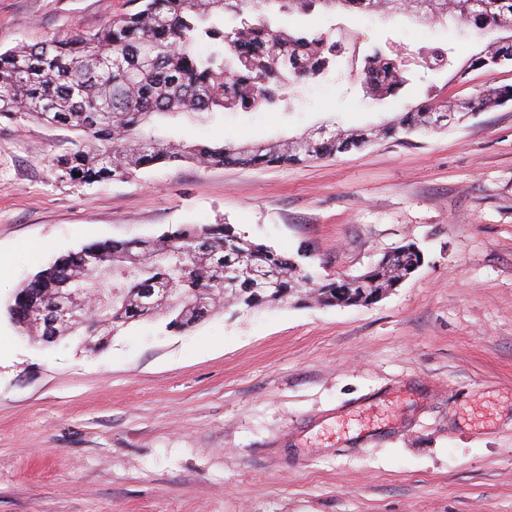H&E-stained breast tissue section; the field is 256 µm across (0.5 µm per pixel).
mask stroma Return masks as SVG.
Masks as SVG:
<instances>
[{
	"label": "stroma",
	"instance_id": "stroma-1",
	"mask_svg": "<svg viewBox=\"0 0 512 512\" xmlns=\"http://www.w3.org/2000/svg\"><path fill=\"white\" fill-rule=\"evenodd\" d=\"M134 0H0V53L93 34ZM416 56L485 41L466 25L317 11ZM377 102L305 82L272 112L182 121L206 143L370 127L428 99L512 84V65L412 66ZM66 132L0 123V512H512V102L429 135L288 166L184 162L93 185L59 180ZM230 224L316 279L359 276L413 243L423 265L369 306L223 313L191 332L137 322L103 351L20 336L4 306L82 245Z\"/></svg>",
	"mask_w": 512,
	"mask_h": 512
}]
</instances>
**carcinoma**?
<instances>
[{"label":"carcinoma","instance_id":"carcinoma-1","mask_svg":"<svg viewBox=\"0 0 512 512\" xmlns=\"http://www.w3.org/2000/svg\"><path fill=\"white\" fill-rule=\"evenodd\" d=\"M393 0H139L137 9L89 35L54 38L0 53V119H32L75 134L73 148L53 156L62 180L123 181L171 161L281 166L336 156L400 133H428L439 120L458 123L467 113L435 102L370 129L334 127L250 148L176 139L168 122L218 110H273L302 80L336 71L339 43L325 33L290 29L273 16L322 7L390 12ZM426 14L449 15L482 35L512 23V0H418ZM200 42L209 51L196 50ZM455 49L429 54L433 69L454 66ZM512 63V29L490 40L470 68ZM357 80L383 100L410 82L395 51L364 55ZM512 101V85L492 87L469 111ZM421 255L403 246L365 274L317 288L294 259L256 243L229 224H187L158 238L98 241L56 257L21 285L6 310L18 332L43 346L69 336L94 337L104 349L133 322L161 319L183 333L221 310L249 312L291 299L322 306L369 305L409 278ZM99 298L86 324L58 319L55 302L76 307Z\"/></svg>","mask_w":512,"mask_h":512}]
</instances>
